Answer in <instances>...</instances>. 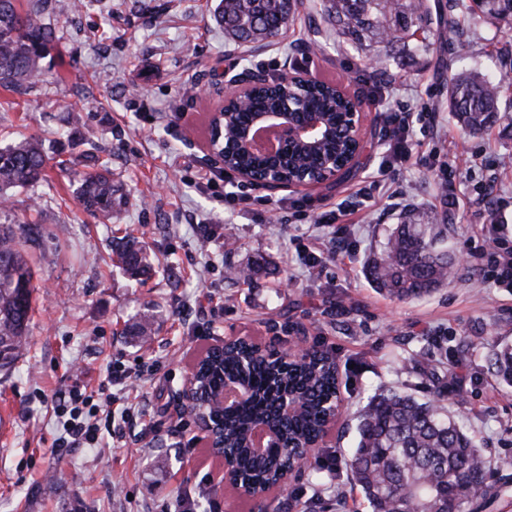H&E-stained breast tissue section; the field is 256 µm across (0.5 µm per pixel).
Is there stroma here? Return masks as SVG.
<instances>
[{"instance_id": "35a3bbf8", "label": "stroma", "mask_w": 512, "mask_h": 512, "mask_svg": "<svg viewBox=\"0 0 512 512\" xmlns=\"http://www.w3.org/2000/svg\"><path fill=\"white\" fill-rule=\"evenodd\" d=\"M429 0L447 24L430 52L386 77L353 46L316 29L298 7L293 25L263 48L229 41L212 19L213 0H91L51 20L53 40L42 80L26 94L0 82V147L43 139L45 178L16 189L1 224L34 229L23 250L35 270L27 347L0 371V512H252L249 498L217 491L216 459L194 443L193 419L177 395L195 355L227 336L277 347L295 335L335 353L343 411L325 440L345 456L356 442L355 415L374 393L392 388L440 398L487 461L480 512H512V386L489 372V356L512 345V292L466 264L484 246L482 224L512 225V131L494 125L465 134L448 113L447 70L459 49L495 75L512 71V31L475 12ZM272 77L307 74L357 96L366 115L362 150L343 179L271 192L238 177L199 188L197 170L213 167L205 148L216 90L243 69ZM428 103L436 127L414 135L418 159L391 169L383 189L360 196L385 166L384 111ZM121 183L125 202L112 221L86 213L75 197L87 150ZM250 197L248 206L227 193ZM354 208L344 250L333 229L312 225L303 200ZM445 217L455 262L447 285L398 300L378 293L364 261L405 212ZM144 241L152 269L129 278L112 265V243L126 233ZM320 249L305 266L301 248ZM248 266L255 278H230ZM218 296L219 304L209 303ZM152 316L148 344L128 333ZM418 367L406 366L416 351ZM444 366L452 387L432 377ZM112 373V448H61L62 411L75 381L97 385ZM267 512H368L360 492L308 476L287 494L269 495Z\"/></svg>"}]
</instances>
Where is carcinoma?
I'll return each instance as SVG.
<instances>
[{"instance_id": "obj_1", "label": "carcinoma", "mask_w": 512, "mask_h": 512, "mask_svg": "<svg viewBox=\"0 0 512 512\" xmlns=\"http://www.w3.org/2000/svg\"><path fill=\"white\" fill-rule=\"evenodd\" d=\"M301 0H216L213 17L224 35L238 43H269L280 35ZM461 8H477L491 21L512 28V0H455ZM86 7L85 0H0V80L23 93L40 81L43 57L52 29V16ZM310 9L328 32L369 56L380 71L394 55L412 60L432 45L426 27L432 23L424 0H313ZM458 72L448 82L449 112L468 134L495 124L512 128V111L502 106L508 89L486 78L461 52L452 61ZM307 104L324 111L331 126L339 122L341 104L336 84L321 82L300 90ZM281 97L275 88L261 89L252 111L277 108ZM341 149L339 138L325 141L313 153L298 145L285 149L279 159L242 155L229 168L262 169L279 165L313 166ZM45 153L41 138L24 137L0 148V203L14 188L33 186L44 179ZM77 197L83 210L108 218L123 198L120 185L104 165L78 178ZM30 228L0 226V370H9L26 344L34 302V271L21 250ZM112 265L131 277L146 273L144 247L132 235L112 249ZM452 257L448 239L437 224L412 221L397 224L380 249L370 253L363 274L377 291L399 300L430 293L448 282ZM491 368L512 383V347L495 353ZM198 386L213 391L228 380L248 393L224 413L217 439L235 454L238 472L264 489L278 472L292 465L320 473L327 467L317 456L301 461L298 445L313 442L320 433L322 414L336 400L339 371L336 357L311 348L291 357L270 360L249 355L245 343L212 350L199 364ZM300 404L292 415L280 412L283 399ZM263 422L273 432L274 445L257 453L252 448V428ZM356 448L344 457L348 483L359 489L371 512H460L465 502L483 490L486 462L476 441L444 413L436 400L419 401L392 390L373 395L357 424Z\"/></svg>"}]
</instances>
